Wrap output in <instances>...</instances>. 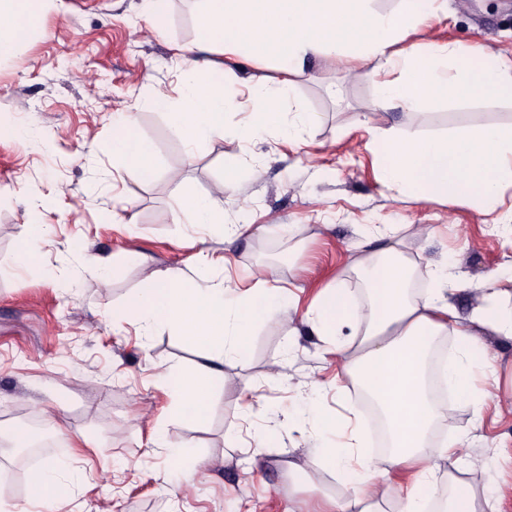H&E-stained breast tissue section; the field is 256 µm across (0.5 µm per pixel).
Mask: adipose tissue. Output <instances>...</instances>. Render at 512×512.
I'll use <instances>...</instances> for the list:
<instances>
[{
    "instance_id": "obj_1",
    "label": "adipose tissue",
    "mask_w": 512,
    "mask_h": 512,
    "mask_svg": "<svg viewBox=\"0 0 512 512\" xmlns=\"http://www.w3.org/2000/svg\"><path fill=\"white\" fill-rule=\"evenodd\" d=\"M400 10L381 14L371 0H203L197 17L195 49L224 53L252 61L273 56L285 73L277 87L249 84L252 119L242 132L255 137L281 124L280 106L289 95L294 76L309 60L327 57L370 64L376 101L412 110L437 100L498 99L512 101V58L479 52L476 66H462L454 45L431 42L399 49L401 39L442 10V0H401ZM44 0H0V59L10 56L31 38ZM211 62H185L179 100L156 90L155 109L165 113L187 142L209 141L224 135V84ZM381 144L385 187L423 199L448 198L479 203L492 212L501 204L503 185H512V128L484 125L459 134L403 139L387 133ZM113 158L143 175L154 168L151 145L134 136L124 120L112 136ZM223 185L201 197L182 200L176 220L182 224H219L225 242L248 232L245 224L224 222ZM353 269L368 296L370 315L359 342L338 340L341 327L351 324L358 308L342 288L324 294L315 308L320 335L336 337V361L370 395L386 419L390 438L387 453H373L360 429L348 441L323 448L322 462L335 469L356 492L334 501L331 512H358L367 500L393 496L399 512H429L433 478L423 464L431 455L429 435L436 421L447 419V404L432 399L427 360L435 339L453 317L441 286L411 297L408 284L416 267L392 236L381 237L374 252L358 258ZM254 288L229 297L224 283L190 287L180 270L154 273L149 288L133 294L113 314L114 320L138 319L144 331L159 324L176 329L201 349L203 363L190 374L164 371L162 378L183 419H203L206 394L223 379L225 365L236 362L254 328L263 322H293L294 310L280 289L269 287L270 269L252 273ZM485 303L471 321L496 335L512 339V308L502 305L498 282L481 285ZM459 354L441 370V379L463 401H475L474 370L487 366L486 351L473 331L462 330ZM417 461L421 469L415 487L401 492L388 482L394 467Z\"/></svg>"
}]
</instances>
